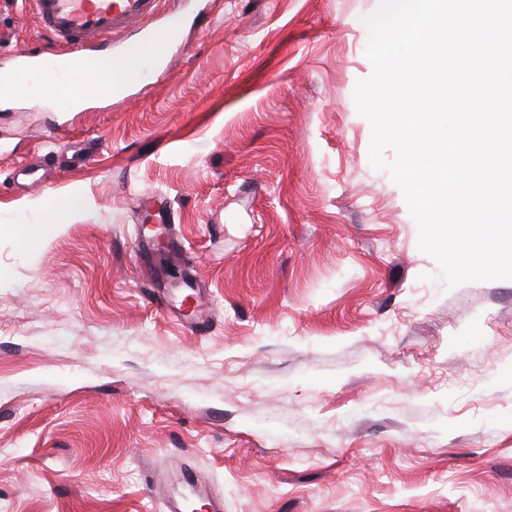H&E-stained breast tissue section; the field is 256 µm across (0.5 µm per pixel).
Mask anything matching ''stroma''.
<instances>
[{
  "label": "stroma",
  "instance_id": "obj_1",
  "mask_svg": "<svg viewBox=\"0 0 512 512\" xmlns=\"http://www.w3.org/2000/svg\"><path fill=\"white\" fill-rule=\"evenodd\" d=\"M377 5L162 0L177 36L126 94L0 101V512H162L184 465L223 512H512V280H433L370 163ZM0 12L14 71L45 37Z\"/></svg>",
  "mask_w": 512,
  "mask_h": 512
}]
</instances>
